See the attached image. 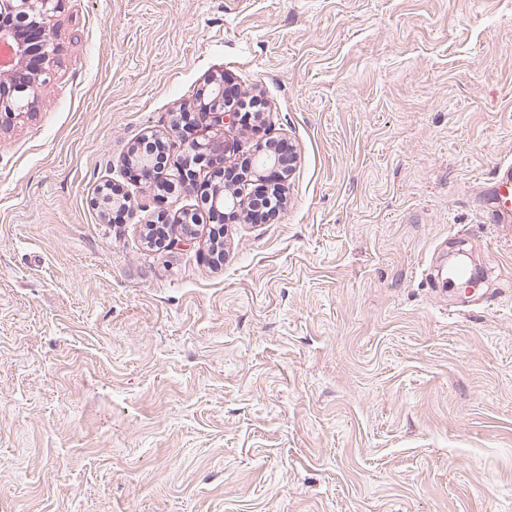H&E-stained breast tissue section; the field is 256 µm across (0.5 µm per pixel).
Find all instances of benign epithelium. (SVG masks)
<instances>
[{
	"label": "benign epithelium",
	"instance_id": "benign-epithelium-1",
	"mask_svg": "<svg viewBox=\"0 0 512 512\" xmlns=\"http://www.w3.org/2000/svg\"><path fill=\"white\" fill-rule=\"evenodd\" d=\"M65 0H0V44L10 48L9 64L0 67V126L22 114L30 112L45 88L51 82L52 67L55 64V46L52 36V21L62 9ZM219 116L222 123L237 120L238 108L229 102V91L224 78H214L206 86L193 109H181L175 114L171 132L184 139V156L171 164L158 168L154 154L134 152L132 164L139 174L151 182L168 178V172L187 183L195 180V171L184 158L216 160L224 156V137L212 136L204 140L186 139L184 133L195 124L210 116ZM292 156L281 149L275 141L266 146L253 163L241 171H215L216 187L213 194V218L215 223H224V216L240 209V197L235 194L237 187H226L231 180L245 182L252 176H259L267 170L282 172L291 165ZM130 199L116 184L102 187L96 207L106 219L113 213L127 210ZM151 244L170 247L175 239L168 233V222L159 216L153 228Z\"/></svg>",
	"mask_w": 512,
	"mask_h": 512
}]
</instances>
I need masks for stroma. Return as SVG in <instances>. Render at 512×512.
<instances>
[{
	"label": "stroma",
	"instance_id": "1",
	"mask_svg": "<svg viewBox=\"0 0 512 512\" xmlns=\"http://www.w3.org/2000/svg\"><path fill=\"white\" fill-rule=\"evenodd\" d=\"M54 35L0 130V512H512V0H65ZM216 76L261 114L190 137L294 158L220 265L210 162L168 193L127 166L182 156ZM454 249L481 300L431 281ZM497 221L512 224V164H500L493 188ZM130 199L116 184H106L96 198V207L102 217L110 219L114 212L128 210Z\"/></svg>",
	"mask_w": 512,
	"mask_h": 512
}]
</instances>
